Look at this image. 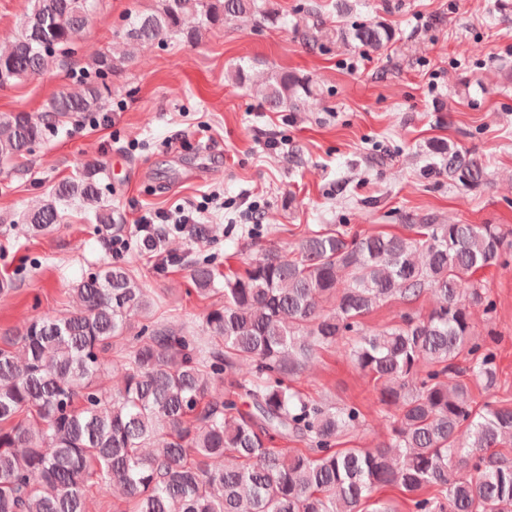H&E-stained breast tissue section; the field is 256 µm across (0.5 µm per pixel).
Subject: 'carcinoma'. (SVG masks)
<instances>
[{
	"label": "carcinoma",
	"mask_w": 512,
	"mask_h": 512,
	"mask_svg": "<svg viewBox=\"0 0 512 512\" xmlns=\"http://www.w3.org/2000/svg\"><path fill=\"white\" fill-rule=\"evenodd\" d=\"M97 0H29L20 36L0 47V87L45 71L89 25ZM226 21L276 24L261 0H159L128 16L121 46L92 57L95 80L62 90L47 115L0 114V158L19 159L54 128L49 119L98 112L109 89L98 79L130 60L127 47L179 38L201 41ZM391 31L354 30L376 50ZM261 99L268 110L300 107L313 91L296 74L273 69ZM444 156L439 172L470 189L486 163L475 152ZM100 164L56 182L23 214L26 233L44 235L77 203L95 222L104 254L75 284L79 306L28 320L22 356L0 347V512H87L86 482L96 474L125 512H366L379 486L398 485L412 512H512V403L473 406L470 383H499L496 354L473 334V309L494 303L474 275L508 265L497 224H409L413 236L315 232L296 250H266L241 272L208 260L189 265L203 300L224 304L202 321L209 343L130 319L150 307L148 289L112 254V210L103 204ZM168 224L140 232L136 249L162 256ZM430 292L424 316L368 329L365 317L393 299ZM340 340L354 366L380 384L390 419L382 448L335 449L357 429L354 404L333 406L303 393L296 379L317 349ZM125 341L122 384L110 394L94 379L112 369V344ZM246 363L250 370L237 373ZM304 448L278 451L276 439Z\"/></svg>",
	"instance_id": "1"
}]
</instances>
